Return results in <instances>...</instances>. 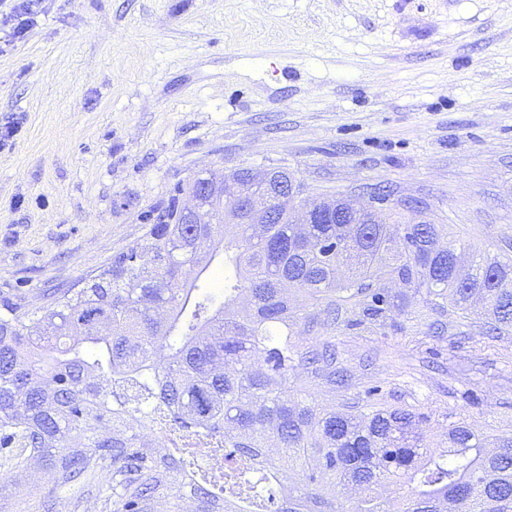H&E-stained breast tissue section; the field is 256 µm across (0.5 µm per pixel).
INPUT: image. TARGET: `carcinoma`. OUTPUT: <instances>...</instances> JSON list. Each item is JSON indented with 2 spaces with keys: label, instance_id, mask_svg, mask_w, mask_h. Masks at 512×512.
I'll return each mask as SVG.
<instances>
[{
  "label": "carcinoma",
  "instance_id": "obj_1",
  "mask_svg": "<svg viewBox=\"0 0 512 512\" xmlns=\"http://www.w3.org/2000/svg\"><path fill=\"white\" fill-rule=\"evenodd\" d=\"M270 175L281 200L259 235L222 198L197 224L174 196L145 246L80 287L27 312L0 296V446L74 488L111 473L112 512H154L162 497L174 512H392L394 495L399 512H512V433L459 419L443 448L418 408L340 411L289 384L332 358L301 350V316L334 325L342 302L353 325L383 328L402 308L389 281L512 331V261L475 256L462 275L464 253L432 221L293 224L301 183ZM221 252L214 293L200 281ZM160 420L230 449L224 469L195 468L193 443L156 447L145 435Z\"/></svg>",
  "mask_w": 512,
  "mask_h": 512
}]
</instances>
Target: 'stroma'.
<instances>
[{
	"label": "stroma",
	"mask_w": 512,
	"mask_h": 512,
	"mask_svg": "<svg viewBox=\"0 0 512 512\" xmlns=\"http://www.w3.org/2000/svg\"><path fill=\"white\" fill-rule=\"evenodd\" d=\"M30 22L15 36L17 17ZM282 168L306 201L421 206L450 244L512 259V0H0V295L40 307L196 175ZM301 318L309 398L512 433V333L409 297L382 328ZM0 512H112L0 453Z\"/></svg>",
	"instance_id": "stroma-1"
}]
</instances>
